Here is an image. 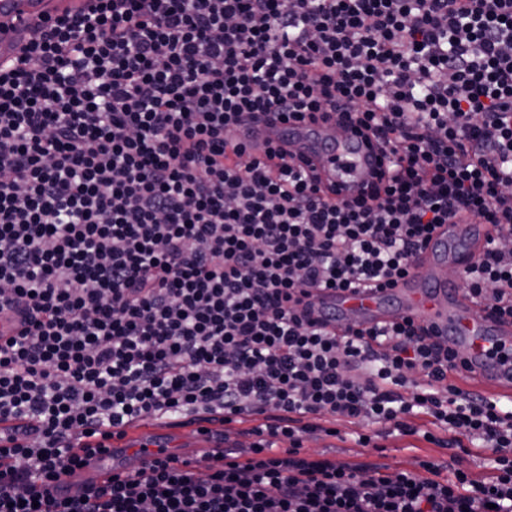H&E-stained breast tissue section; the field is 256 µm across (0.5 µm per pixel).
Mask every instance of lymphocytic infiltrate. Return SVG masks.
I'll return each instance as SVG.
<instances>
[{
    "label": "lymphocytic infiltrate",
    "instance_id": "lymphocytic-infiltrate-1",
    "mask_svg": "<svg viewBox=\"0 0 512 512\" xmlns=\"http://www.w3.org/2000/svg\"><path fill=\"white\" fill-rule=\"evenodd\" d=\"M320 117L378 137L395 173L336 202L234 142ZM470 218L495 234L458 276L512 318V0H93L43 26L0 65V313L25 321L0 341V512H512V409L452 382L457 352L299 307L391 286ZM188 410L255 419V440L50 493L82 435ZM342 423L494 456L477 475L303 454Z\"/></svg>",
    "mask_w": 512,
    "mask_h": 512
}]
</instances>
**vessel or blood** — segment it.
<instances>
[{
	"label": "vessel or blood",
	"mask_w": 512,
	"mask_h": 512,
	"mask_svg": "<svg viewBox=\"0 0 512 512\" xmlns=\"http://www.w3.org/2000/svg\"><path fill=\"white\" fill-rule=\"evenodd\" d=\"M89 5V0H0V61L17 62L37 25ZM235 137L257 158L274 146L304 161L322 182L335 185L340 200L355 199L376 172L393 170L396 163L390 150L367 146L331 122L276 121L241 127ZM491 233L490 225L475 220L441 225L413 270L394 287L361 284L318 290L312 298L314 317L332 331H380L403 319L427 327L462 355L471 384L493 399L512 398V321L489 315L461 287L438 276L446 266L463 269L467 259L484 249ZM132 441L127 434L90 455L82 470L87 481L133 474L165 443L160 437L137 448Z\"/></svg>",
	"instance_id": "obj_1"
}]
</instances>
